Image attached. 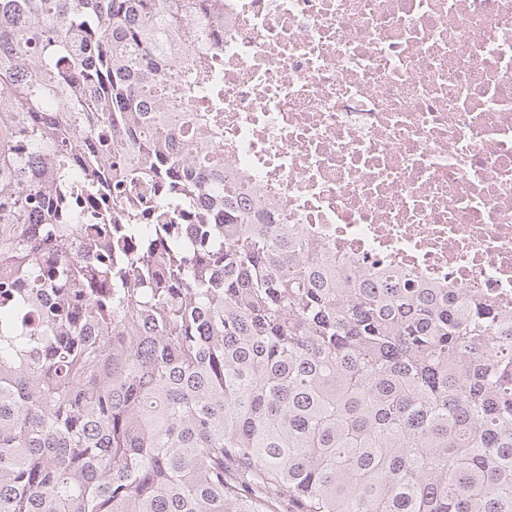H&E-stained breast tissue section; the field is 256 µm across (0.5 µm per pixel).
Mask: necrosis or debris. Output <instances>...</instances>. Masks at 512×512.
<instances>
[{
    "instance_id": "4bbe7bcc",
    "label": "necrosis or debris",
    "mask_w": 512,
    "mask_h": 512,
    "mask_svg": "<svg viewBox=\"0 0 512 512\" xmlns=\"http://www.w3.org/2000/svg\"><path fill=\"white\" fill-rule=\"evenodd\" d=\"M224 174L367 284L512 311V0H224Z\"/></svg>"
}]
</instances>
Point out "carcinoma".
Returning a JSON list of instances; mask_svg holds the SVG:
<instances>
[{"mask_svg": "<svg viewBox=\"0 0 512 512\" xmlns=\"http://www.w3.org/2000/svg\"><path fill=\"white\" fill-rule=\"evenodd\" d=\"M223 18L0 0V512H512V312L239 206Z\"/></svg>", "mask_w": 512, "mask_h": 512, "instance_id": "cac0c4a2", "label": "carcinoma"}]
</instances>
